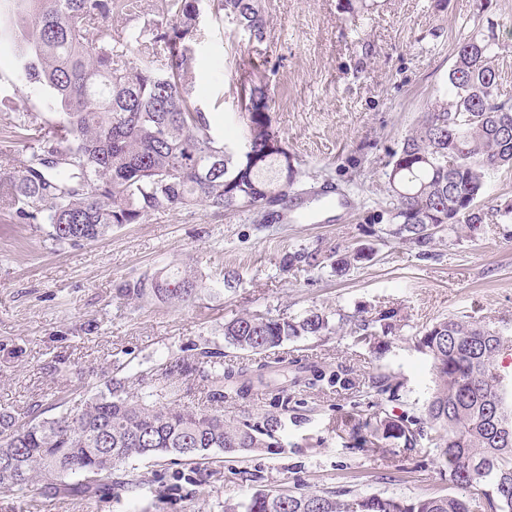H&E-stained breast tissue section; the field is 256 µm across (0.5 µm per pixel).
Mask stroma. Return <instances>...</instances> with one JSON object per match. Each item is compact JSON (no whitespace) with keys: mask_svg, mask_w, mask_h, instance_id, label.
<instances>
[{"mask_svg":"<svg viewBox=\"0 0 512 512\" xmlns=\"http://www.w3.org/2000/svg\"><path fill=\"white\" fill-rule=\"evenodd\" d=\"M267 33L249 40L230 23L205 21L195 46L192 97L214 133L237 142L234 82L252 61L272 98L273 124L305 175L290 208L306 222L260 223L255 213L197 206L163 209L106 238L57 246L36 224L0 215V407L26 413L49 395L95 392L104 374L145 372V386L170 358L208 341L225 365L251 370L257 354L229 346L224 325L244 313L299 316L395 313L403 327L371 344L348 328L287 341L279 356L337 371L341 385H294L286 366L265 389L221 402L237 422L282 417L275 448L215 452L196 465L169 459L134 464L141 483L112 503L49 499L37 486L0 493V512H224L260 491H354L399 497L448 495V469L430 445L409 450L388 439L357 447L362 423L379 414L422 410L434 374L413 336L462 316L512 317V224L436 237L426 255L387 235L388 152L446 86L459 40L494 36L493 66L512 98V0H262ZM17 112L36 131L55 115L43 92L18 87L11 56L0 52V128ZM334 185L350 208L325 216L322 186ZM372 247L343 276L330 269L282 272L289 252ZM192 271L205 286L188 306L116 298L123 282L163 268ZM234 286L223 290L225 273ZM401 384L397 399L370 395L371 377Z\"/></svg>","mask_w":512,"mask_h":512,"instance_id":"obj_1","label":"stroma"}]
</instances>
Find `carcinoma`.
I'll return each instance as SVG.
<instances>
[{
    "mask_svg": "<svg viewBox=\"0 0 512 512\" xmlns=\"http://www.w3.org/2000/svg\"><path fill=\"white\" fill-rule=\"evenodd\" d=\"M140 0H0V46L11 49L16 79L50 95L57 119L43 136H30L28 115L9 122L22 147L21 174L0 180V203L10 219L46 224L57 246L93 242L122 224H137L150 211H183L201 205L216 212L256 209L287 197L300 182L288 150L272 124L266 85L251 81L238 101L240 145L213 134L205 110L192 100L193 46L202 38L205 13L229 19L264 38L261 0H155L154 17L131 31H117L113 16L134 17ZM166 64L154 66L158 47ZM496 43L471 36L456 47L448 89L388 154L384 175L394 234L426 254L439 232H474L483 224L512 222V199L483 204L487 176L512 167V105L501 99L500 75L491 65ZM135 54V64L129 54ZM366 259L364 249L324 254L288 253L283 268L328 265L343 275ZM195 275L161 270L124 282L116 295L127 301L155 298L182 305L198 298ZM395 314L339 315L355 343L400 330ZM335 329L314 308L295 317L244 314L224 324V340L241 350L271 351L287 340L323 336ZM430 357L434 387L420 415H385L366 425V443L394 439L405 448L424 437L448 467V483L461 495L405 498L289 489L258 492L229 512H512V385L499 359L512 343V322L448 318L414 336ZM201 349L177 357L161 372L163 383L131 391L139 377L104 378L82 406L51 400L30 407L27 418L0 408V492L39 483L49 499L107 502L127 486L113 471L135 459L174 456L206 460L214 450L272 448L285 427L267 415L234 424L207 408L171 399L174 385L197 372L208 382L207 398L243 397L267 386L280 361L251 373L224 369ZM393 398L400 383L386 375L370 380ZM509 416H504V411Z\"/></svg>",
    "mask_w": 512,
    "mask_h": 512,
    "instance_id": "1",
    "label": "carcinoma"
}]
</instances>
